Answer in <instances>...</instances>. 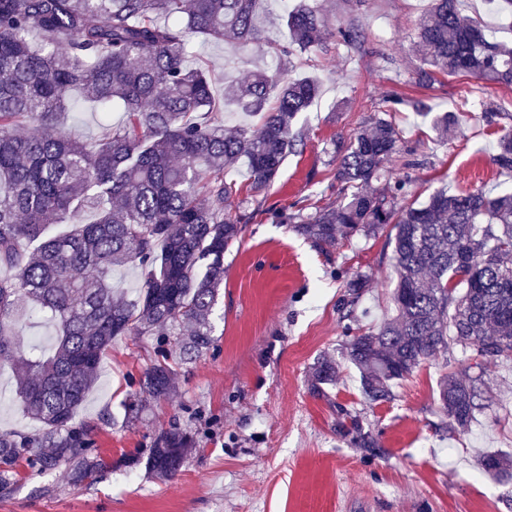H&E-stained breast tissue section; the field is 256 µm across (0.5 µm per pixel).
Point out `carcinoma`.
I'll list each match as a JSON object with an SVG mask.
<instances>
[{
	"label": "carcinoma",
	"instance_id": "1",
	"mask_svg": "<svg viewBox=\"0 0 512 512\" xmlns=\"http://www.w3.org/2000/svg\"><path fill=\"white\" fill-rule=\"evenodd\" d=\"M262 2L0 0V268L10 271L0 277V363L18 370L22 411L39 424L31 433L0 432V495L16 489L22 463L33 475L64 469L76 484L101 467L89 432L73 419L117 337H156L157 360L124 402L129 420L172 392L169 347L183 362L213 348L224 254L243 219L231 208L237 189L224 169L245 159L251 189L262 191L296 146L293 120L320 93L316 79L287 73L288 58L316 50L327 30L318 0H299L283 18L286 41L272 46L274 73L258 70L243 84L225 79L224 103L257 117V127L226 132L212 120L211 75L189 61L186 45L192 38L242 48L262 43L255 22ZM34 34L40 42L30 40ZM412 51L422 62L420 84L442 74L512 87V44L489 40L480 19L463 13L462 0H432ZM75 89L125 114L95 146L58 129ZM404 108L432 116L441 138L461 118L388 98L387 111ZM21 124L33 132L16 135ZM403 144L398 127L382 117L338 139L339 204L308 216L279 215L324 244L339 232L369 237L392 225L396 315L376 330H357L346 347L362 393L376 402L392 399L395 382L457 347L478 366L512 362V191L441 189L418 204L409 172L387 168ZM492 163L512 172V129L498 137ZM377 179L385 190L366 192ZM89 209L97 218L87 223ZM59 225L67 229L53 231ZM129 265L142 277L133 300L110 284L113 268ZM346 287L340 312L359 322L365 280ZM24 304L55 322L50 353L29 357L9 336L11 317ZM336 375L335 361L317 360L314 392L335 385ZM479 396L477 379L463 372L450 369L438 381L440 409L453 429H468ZM192 447L180 429L165 431L144 467L172 478ZM478 462L497 479L509 473L512 455L489 452Z\"/></svg>",
	"mask_w": 512,
	"mask_h": 512
}]
</instances>
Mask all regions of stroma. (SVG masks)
Returning <instances> with one entry per match:
<instances>
[{
    "label": "stroma",
    "instance_id": "35a3bbf8",
    "mask_svg": "<svg viewBox=\"0 0 512 512\" xmlns=\"http://www.w3.org/2000/svg\"><path fill=\"white\" fill-rule=\"evenodd\" d=\"M330 29L320 48L293 57L292 75L316 78L320 95L300 115L303 143L265 190H249L245 166L226 170L238 193L242 233L224 256V283L214 308L213 348L176 368L175 389L150 401L143 419L129 423L123 403L131 380L156 360L150 336H121L104 354L98 379L74 423L90 429L105 466L84 482L65 471L21 480L0 496V512H512V480H495L479 467L480 455L512 453V363L483 368V409L468 430H451L438 409L440 362L424 364L394 387L391 401H368L360 374L341 356L350 335L338 310L350 279L367 284L360 307L368 325L391 314L396 280L388 231L338 238L319 245L280 223L277 215H307L337 200L332 162L338 136L369 128L386 99L400 94L437 111L467 108L456 139L436 138L414 112L391 113L415 159L414 195L437 189H512V175L492 163L499 127L512 126V87L473 77L414 82L419 62L411 40L429 0H321ZM354 26L356 42L339 30ZM190 54L212 75L216 99L224 80L248 81L268 67L264 53L224 42L191 40ZM501 112L500 125L478 122ZM113 109L75 95L61 129L95 143L105 124H119ZM13 332L24 349L49 348L56 329L46 314H15ZM329 355L340 374L327 397L316 396L309 376ZM11 366L0 367V431L31 432L16 396ZM375 445H354L352 420ZM188 432L194 448L171 479L131 466L161 432Z\"/></svg>",
    "mask_w": 512,
    "mask_h": 512
}]
</instances>
